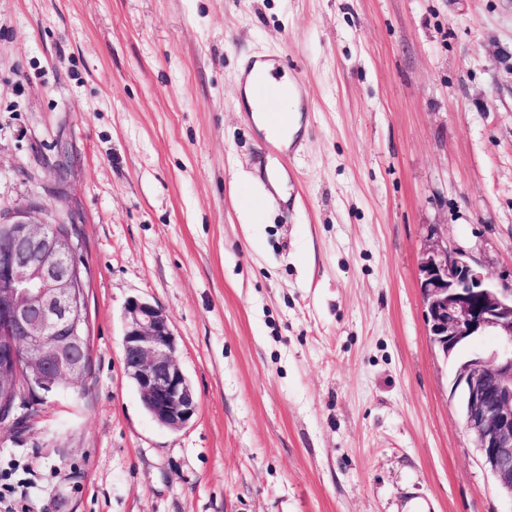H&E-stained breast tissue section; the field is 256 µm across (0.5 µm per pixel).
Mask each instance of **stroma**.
<instances>
[{"label": "stroma", "mask_w": 512, "mask_h": 512, "mask_svg": "<svg viewBox=\"0 0 512 512\" xmlns=\"http://www.w3.org/2000/svg\"><path fill=\"white\" fill-rule=\"evenodd\" d=\"M512 0H0V218L74 224L90 365L0 425L28 512H512L427 332L423 250L512 286ZM300 87L270 146L240 70ZM275 162L287 198L272 195ZM197 396L158 425L124 309ZM248 103L252 112L254 113L253 119L257 128L259 130H263L267 137H269V134H271L280 142L282 146L288 147V144L291 142L293 136L299 129L298 116H291L290 120L287 121L280 128H278L275 131H269L267 124L265 122V117L263 115V107L258 104L256 105L254 99L250 97H248ZM124 318L123 363L128 378L158 424L182 428L195 415L197 398L177 362L169 317L159 306L133 298L125 306Z\"/></svg>", "instance_id": "35a3bbf8"}]
</instances>
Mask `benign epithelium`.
I'll use <instances>...</instances> for the list:
<instances>
[{"mask_svg":"<svg viewBox=\"0 0 512 512\" xmlns=\"http://www.w3.org/2000/svg\"><path fill=\"white\" fill-rule=\"evenodd\" d=\"M79 241L28 210L0 221V423L75 384L89 356L83 337L84 289ZM428 334L445 355L475 336H497V349L461 362L452 391L460 393L466 429L485 466L512 498V289L492 287L460 251L437 240L420 260ZM123 363L139 397L161 426L180 429L197 398L177 362L167 314L133 298L125 306Z\"/></svg>","mask_w":512,"mask_h":512,"instance_id":"7a95c632","label":"benign epithelium"}]
</instances>
